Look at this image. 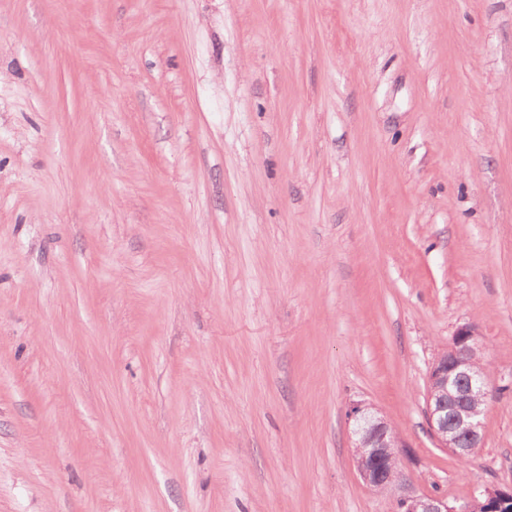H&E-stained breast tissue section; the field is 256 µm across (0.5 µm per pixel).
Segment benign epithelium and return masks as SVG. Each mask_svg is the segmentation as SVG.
I'll list each match as a JSON object with an SVG mask.
<instances>
[{
  "mask_svg": "<svg viewBox=\"0 0 512 512\" xmlns=\"http://www.w3.org/2000/svg\"><path fill=\"white\" fill-rule=\"evenodd\" d=\"M485 348L476 328L463 324L451 337L448 347L438 353L428 372L426 415L429 431L437 447L457 456H470L481 448L484 419L488 408V369L482 366ZM353 422V460L356 472L370 489L385 492L400 488L397 512H456L448 497L429 493L413 494L406 481L387 474V466L400 460V438L389 421L370 404L358 402L349 412ZM500 487L485 485L463 507L474 512L480 498L497 497Z\"/></svg>",
  "mask_w": 512,
  "mask_h": 512,
  "instance_id": "1",
  "label": "benign epithelium"
}]
</instances>
